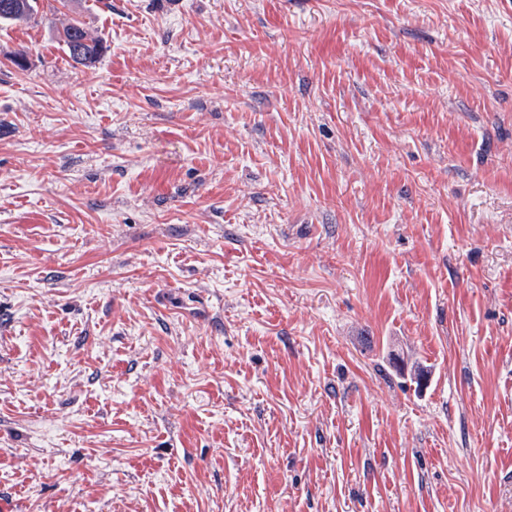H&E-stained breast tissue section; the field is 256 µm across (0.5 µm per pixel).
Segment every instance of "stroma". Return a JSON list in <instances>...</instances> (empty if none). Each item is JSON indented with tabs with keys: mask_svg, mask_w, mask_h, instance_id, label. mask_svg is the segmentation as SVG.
<instances>
[{
	"mask_svg": "<svg viewBox=\"0 0 512 512\" xmlns=\"http://www.w3.org/2000/svg\"><path fill=\"white\" fill-rule=\"evenodd\" d=\"M40 6L0 512H512V0ZM58 34L69 58L77 64L94 63L101 55L102 42L89 33L82 21L73 20Z\"/></svg>",
	"mask_w": 512,
	"mask_h": 512,
	"instance_id": "1",
	"label": "stroma"
}]
</instances>
